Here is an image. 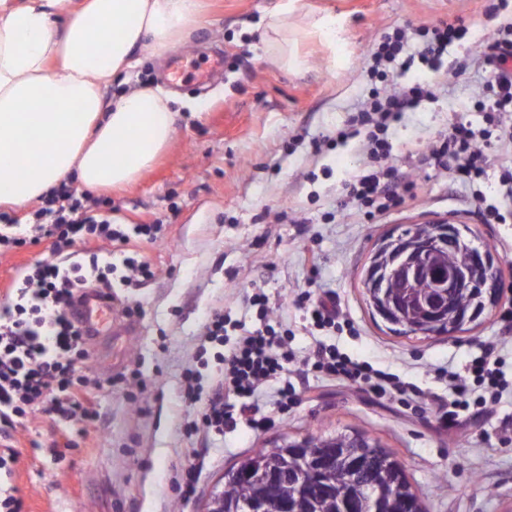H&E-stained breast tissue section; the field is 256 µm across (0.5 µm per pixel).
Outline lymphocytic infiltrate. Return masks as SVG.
<instances>
[{
  "mask_svg": "<svg viewBox=\"0 0 512 512\" xmlns=\"http://www.w3.org/2000/svg\"><path fill=\"white\" fill-rule=\"evenodd\" d=\"M504 30L505 38L479 42L477 50L467 52L453 67L457 75L476 64L491 67L495 82L490 109L500 113L512 112V21ZM418 31L422 49L417 61L430 70L439 68L450 43L466 40L469 35L467 26L454 21L423 23ZM430 94L424 84L374 93L346 125L337 128L334 144L361 138L368 158L362 173L344 185L345 206L363 210L371 220L415 196L417 181L401 177L388 163L387 135L401 114L411 111ZM488 140V133H476L463 124L456 126L432 142L427 151L416 153L414 166H442L475 185L479 213L499 222L503 219L499 208L477 189L490 165ZM89 199V194L78 197L68 188H58L43 197L35 224H17L12 231L0 232V248H22L44 237L54 239L59 249L78 243L84 246L69 262L39 261L27 267L11 288V303L0 307V424L8 426L26 420L45 402L67 425L90 423L97 418L89 391L99 382L82 370L89 352L84 335L70 319V310L84 289L111 291L117 266L143 277L151 276L152 271L146 261L132 256L113 264L111 258H100L90 250L89 244L97 239L121 244L133 239L152 243L157 241L160 228L155 224H130L121 229L109 220H96L87 214ZM295 358L287 336L267 329L241 330L233 346L217 356L212 391L192 421V429L205 430L215 438L241 424L255 431L267 428L271 419L255 398L266 382L282 377ZM310 369L339 385H365L378 394L401 400L419 393L415 385L352 358L332 344L316 348ZM437 375L448 382V397L436 401L437 421L446 429L456 425L471 404L483 406L496 401L501 386V372L493 366L487 351L469 360L463 371L441 367Z\"/></svg>",
  "mask_w": 512,
  "mask_h": 512,
  "instance_id": "obj_1",
  "label": "lymphocytic infiltrate"
}]
</instances>
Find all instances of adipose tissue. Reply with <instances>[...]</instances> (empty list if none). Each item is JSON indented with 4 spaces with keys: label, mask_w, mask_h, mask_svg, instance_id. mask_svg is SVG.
<instances>
[{
    "label": "adipose tissue",
    "mask_w": 512,
    "mask_h": 512,
    "mask_svg": "<svg viewBox=\"0 0 512 512\" xmlns=\"http://www.w3.org/2000/svg\"><path fill=\"white\" fill-rule=\"evenodd\" d=\"M200 25L198 0H0V202L71 174L90 189L134 183L173 139L172 98L145 86L107 106L102 90L139 50L165 57Z\"/></svg>",
    "instance_id": "obj_1"
}]
</instances>
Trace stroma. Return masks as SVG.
<instances>
[{"label": "stroma", "mask_w": 512, "mask_h": 512, "mask_svg": "<svg viewBox=\"0 0 512 512\" xmlns=\"http://www.w3.org/2000/svg\"><path fill=\"white\" fill-rule=\"evenodd\" d=\"M275 2L202 0L206 24L173 57L159 60L141 50L140 65L103 90L108 103L140 83L177 94L171 144L134 184L96 191L92 208L116 224H159L163 238L126 245L128 254L149 261L154 275L117 289L111 323L87 345V372L103 383L91 393L97 422L74 448L64 447L56 417L41 410L10 431L7 444L17 459L0 474V486L14 488L28 512H203L225 473L257 449L345 430L378 441L402 463L422 512H512V389L489 412L446 432L432 411L313 378L298 403L264 431L242 426L215 442L186 431L199 407L185 399L183 375L199 365L208 317L221 309L257 328L249 299L259 291L270 300L271 326L287 331L297 357L329 341L443 397L448 389L434 379L433 367L458 369L490 348L512 377V342L503 341L500 321L512 304L506 288L512 218L486 223L470 205V185L440 167L405 205L372 221L347 214L342 187L363 162L360 146L324 144L374 87L370 56L386 32L461 17L482 40L493 36L502 14L487 13L485 0H301L304 13L291 21L288 38L303 64L289 69L260 48L272 34L259 21ZM326 10L348 18L343 46L307 34ZM215 54L223 56V68L197 86L195 72ZM177 59L183 74L175 82L170 71ZM494 79L481 66L460 78L419 67L390 73L389 88L421 82L432 91L390 131L398 172L412 175L411 149H425L453 126H486L482 103ZM448 217L468 224L500 259V300L459 333L394 335L365 300L367 258L396 228ZM312 254L317 264L309 263ZM54 258L48 239L0 252V304L8 303L9 287L27 266ZM302 292L332 297L347 327L328 333L307 323L296 303ZM128 305L137 316L124 314ZM127 322L133 335H115ZM134 372L145 384L136 402L125 383ZM196 457L204 461L202 474L184 502L176 478Z\"/></svg>", "instance_id": "stroma-1"}]
</instances>
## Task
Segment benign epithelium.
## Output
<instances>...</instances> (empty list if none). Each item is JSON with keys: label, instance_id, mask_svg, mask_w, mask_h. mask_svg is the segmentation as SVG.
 I'll list each match as a JSON object with an SVG mask.
<instances>
[{"label": "benign epithelium", "instance_id": "benign-epithelium-1", "mask_svg": "<svg viewBox=\"0 0 512 512\" xmlns=\"http://www.w3.org/2000/svg\"><path fill=\"white\" fill-rule=\"evenodd\" d=\"M435 234L425 236L420 228L407 225L396 235L384 238L369 257L362 284L370 306L401 336H436L461 331L475 321L480 312L494 305L500 289L498 259L480 242L465 224L453 219L433 222ZM458 246L469 254L466 265L446 274H429L423 252L438 245ZM430 275L437 296L429 303L430 314L414 321L388 294L393 279H417ZM466 286L481 299L476 308L457 306L455 291ZM239 512H288L284 502L250 501Z\"/></svg>", "mask_w": 512, "mask_h": 512}]
</instances>
